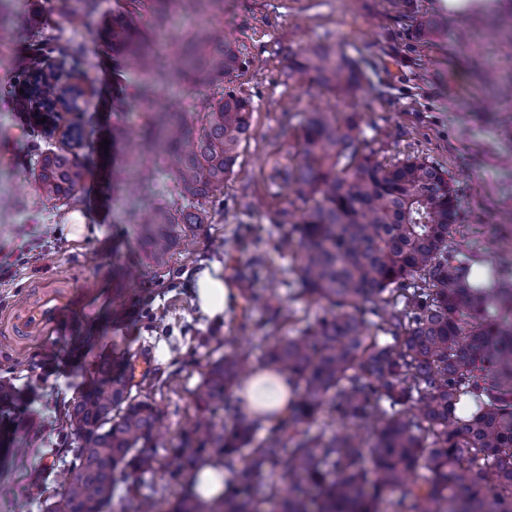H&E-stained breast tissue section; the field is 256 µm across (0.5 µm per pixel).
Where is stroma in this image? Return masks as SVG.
Returning <instances> with one entry per match:
<instances>
[{
	"instance_id": "35a3bbf8",
	"label": "stroma",
	"mask_w": 512,
	"mask_h": 512,
	"mask_svg": "<svg viewBox=\"0 0 512 512\" xmlns=\"http://www.w3.org/2000/svg\"><path fill=\"white\" fill-rule=\"evenodd\" d=\"M125 2L101 0L90 24L73 27L57 0H13L0 23V321L47 289L86 294L61 335L21 344L0 334V378L12 385L0 399V512H45L72 460L67 410L106 361L121 372L146 361L136 392L161 414L163 464L152 488L118 484L106 512H138L147 494L167 512L187 493L188 476L171 480L166 466L183 432L205 415L196 389L210 361L246 352L257 364L264 353L257 340L264 309L244 297L240 274L257 260L276 271L292 263L276 246L289 198L271 195L266 177L274 160L297 155L303 113H359L360 138L379 159L418 155L442 167L456 190L465 249L475 262L491 252L512 267V252L495 250L497 239L512 238V0L463 13L443 0H222L189 18L174 15L163 45L197 23L217 28L245 61L230 86L252 99L254 114L223 196L207 205L208 223L187 229L186 243L160 266L140 243L137 216L179 196L140 137L146 103L110 109L116 76L107 29ZM57 31L92 49L85 75L94 94L87 112L63 117L84 127L78 158L88 175L72 200L52 205L36 193L34 157L12 98L18 46ZM316 46L360 63L367 78L356 96L330 93L308 75L287 79L292 53ZM118 123L126 138L111 137ZM135 156L153 177L132 191L112 175ZM76 213L89 229L74 238L68 226ZM212 266L231 290L215 315L200 308L195 289L196 273Z\"/></svg>"
}]
</instances>
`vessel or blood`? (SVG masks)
Returning a JSON list of instances; mask_svg holds the SVG:
<instances>
[{
  "mask_svg": "<svg viewBox=\"0 0 512 512\" xmlns=\"http://www.w3.org/2000/svg\"><path fill=\"white\" fill-rule=\"evenodd\" d=\"M82 297L83 292L79 289L69 291L63 296L46 292L37 305L13 316L8 332L16 339L57 332L72 318Z\"/></svg>",
  "mask_w": 512,
  "mask_h": 512,
  "instance_id": "1",
  "label": "vessel or blood"
}]
</instances>
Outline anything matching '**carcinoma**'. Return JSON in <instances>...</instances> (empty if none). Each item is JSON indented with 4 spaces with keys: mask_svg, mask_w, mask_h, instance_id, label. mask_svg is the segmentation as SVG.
Here are the masks:
<instances>
[{
    "mask_svg": "<svg viewBox=\"0 0 512 512\" xmlns=\"http://www.w3.org/2000/svg\"><path fill=\"white\" fill-rule=\"evenodd\" d=\"M203 2L158 0L147 21L143 0H127L111 30L117 71L140 76L118 83L113 109L148 104L156 155L185 201L176 210L153 204L139 225L158 265L179 243V231L207 223L204 204L224 193L251 129V98L224 85L240 57L229 44L217 45L211 29L177 46L179 66L158 57L154 34L169 8L194 12ZM60 3L71 25L100 8V0ZM22 53L15 87L24 94L16 109L28 115L32 178L43 200L67 201L87 175L74 152L84 132L68 128L61 148L44 143L59 113L80 112L86 103L70 78L89 65L90 49L43 35ZM290 71L346 97L364 78L356 61L326 47L293 56ZM173 84L222 91L191 127L184 101L161 93ZM300 144L298 160H277L268 175L304 207L302 223L280 237V250L296 261L280 283L322 313L296 335L279 336L293 311L272 291L259 323L268 340L261 368L288 374L292 386L288 413L267 428L242 413L233 394L253 372L248 357L212 362L197 399L224 409L231 424L197 423L177 445L170 475L214 463L227 473L224 495H184L174 512H380L383 504L390 512H512V269L493 266L485 282L470 280V264L448 244L457 213L448 173L419 156L378 160L362 146L357 113H309ZM362 309L371 318L358 315ZM99 374L69 409L74 465L47 512H102L118 483L161 467L155 406L132 395L133 381L113 375L109 363ZM324 412L350 418L354 429L312 431Z\"/></svg>",
    "mask_w": 512,
    "mask_h": 512,
    "instance_id": "carcinoma-1",
    "label": "carcinoma"
}]
</instances>
